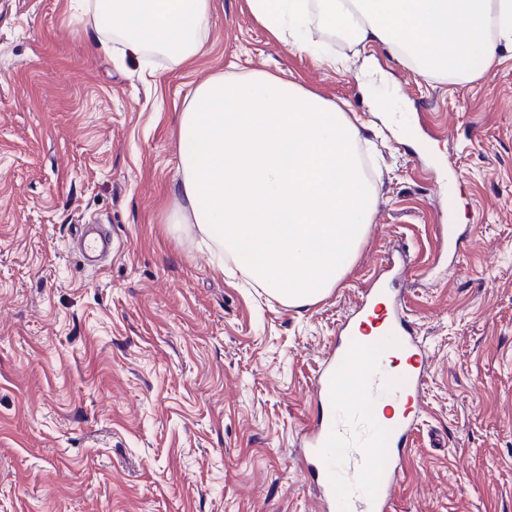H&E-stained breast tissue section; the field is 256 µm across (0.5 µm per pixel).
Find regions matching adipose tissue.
<instances>
[{
  "label": "adipose tissue",
  "mask_w": 512,
  "mask_h": 512,
  "mask_svg": "<svg viewBox=\"0 0 512 512\" xmlns=\"http://www.w3.org/2000/svg\"><path fill=\"white\" fill-rule=\"evenodd\" d=\"M273 33L310 15L351 46L382 45L424 76L465 81L512 45V0H248ZM95 19L133 52L191 60L208 32L212 0H92ZM359 131L321 96L271 75H215L197 84L179 122L178 193L185 222L233 254L281 303L324 298L344 277L371 222L376 191ZM379 330L358 338L338 370L336 395L361 389Z\"/></svg>",
  "instance_id": "1"
}]
</instances>
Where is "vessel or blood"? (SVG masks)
<instances>
[{
  "instance_id": "vessel-or-blood-1",
  "label": "vessel or blood",
  "mask_w": 512,
  "mask_h": 512,
  "mask_svg": "<svg viewBox=\"0 0 512 512\" xmlns=\"http://www.w3.org/2000/svg\"><path fill=\"white\" fill-rule=\"evenodd\" d=\"M389 294L383 285L363 293L357 318L345 323L342 339L314 379L315 394L326 405L329 418L311 431L304 456L316 476L322 512H391L393 490L404 479L401 461L389 457L388 451L410 443L430 356L413 338L408 315L390 304ZM372 316L385 321L392 345L408 353L411 371L404 382H396L386 354H379L365 370L364 388L349 402L339 401L336 372L360 320ZM377 400L406 402L393 431L381 430L369 415L371 403Z\"/></svg>"
}]
</instances>
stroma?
Segmentation results:
<instances>
[{"label": "stroma", "mask_w": 512, "mask_h": 512, "mask_svg": "<svg viewBox=\"0 0 512 512\" xmlns=\"http://www.w3.org/2000/svg\"><path fill=\"white\" fill-rule=\"evenodd\" d=\"M104 38L86 0H0V512H319L299 460L313 377L399 248L431 370L393 512H512V47L474 80L426 78L314 18L297 46L247 0H213L184 64ZM368 57L422 139L377 116ZM256 73L355 118L377 189L349 271L302 308L174 221L194 87ZM450 212L480 227L452 258ZM93 223L113 249L87 265L73 232Z\"/></svg>", "instance_id": "obj_1"}]
</instances>
